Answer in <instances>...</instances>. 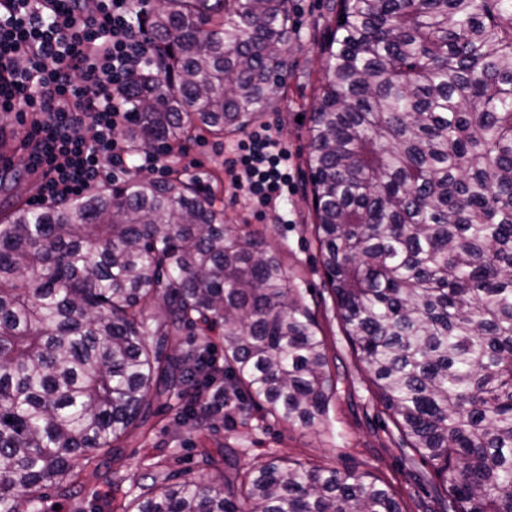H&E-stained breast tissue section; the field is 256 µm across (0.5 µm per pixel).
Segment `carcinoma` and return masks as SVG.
I'll return each mask as SVG.
<instances>
[{"mask_svg": "<svg viewBox=\"0 0 512 512\" xmlns=\"http://www.w3.org/2000/svg\"><path fill=\"white\" fill-rule=\"evenodd\" d=\"M136 149L243 131L284 98L289 0H164ZM307 129L322 266L356 358L442 512H512V0H339ZM221 338L224 391L286 424L335 391L279 255L174 170L0 220V512L72 497ZM156 337L151 345L147 337ZM151 477L122 512H406L386 483L272 459ZM194 334L195 336H193V333L191 334V336H188V333L185 332L181 336H175V338H172V344L174 346H178L180 350L185 351L193 348L197 343H199L202 340L203 337H207L211 345V356L215 358V360L217 361V365L221 366L223 369L224 362L221 358L223 352L220 347V339L219 336H217V332L209 333V336H202L200 330L196 329L194 331ZM222 369L220 374L224 376Z\"/></svg>", "mask_w": 512, "mask_h": 512, "instance_id": "obj_1", "label": "carcinoma"}]
</instances>
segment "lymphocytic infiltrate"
<instances>
[{"label":"lymphocytic infiltrate","instance_id":"obj_1","mask_svg":"<svg viewBox=\"0 0 512 512\" xmlns=\"http://www.w3.org/2000/svg\"><path fill=\"white\" fill-rule=\"evenodd\" d=\"M144 0H0V114L27 123V166L46 165L40 206L84 193L121 163L127 90L153 64L137 12ZM287 154L257 136L235 186L274 202Z\"/></svg>","mask_w":512,"mask_h":512}]
</instances>
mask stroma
Instances as JSON below:
<instances>
[{
  "mask_svg": "<svg viewBox=\"0 0 512 512\" xmlns=\"http://www.w3.org/2000/svg\"><path fill=\"white\" fill-rule=\"evenodd\" d=\"M333 0H293L296 31L288 50L285 97L278 109L266 112L251 130H277L288 149L293 176L289 191L276 203L263 206L233 184L229 166L231 146L248 140L250 132L223 137L202 135L183 142L174 163L201 191L213 194L224 209V221L261 231L293 275L306 304L314 312L325 340L336 394L322 424L314 428L287 426L258 410L226 409L222 418L204 429L179 423L169 401L158 400L146 434H133L116 451L113 462L80 468L82 490L70 498L48 493L42 512H117L120 502L138 493L141 478L166 469L201 482L216 481L227 472L225 456L239 467L258 466L276 457L298 459L343 472L370 473L393 487L407 512H439L419 471L401 460L398 431L377 400L369 375L354 356L336 315L314 237L315 214L306 157V123L318 93L324 58L321 42ZM6 132L0 145L13 162L0 170V211L27 204L39 184L24 168L25 128L13 117L0 115Z\"/></svg>",
  "mask_w": 512,
  "mask_h": 512,
  "instance_id": "obj_1",
  "label": "stroma"
}]
</instances>
